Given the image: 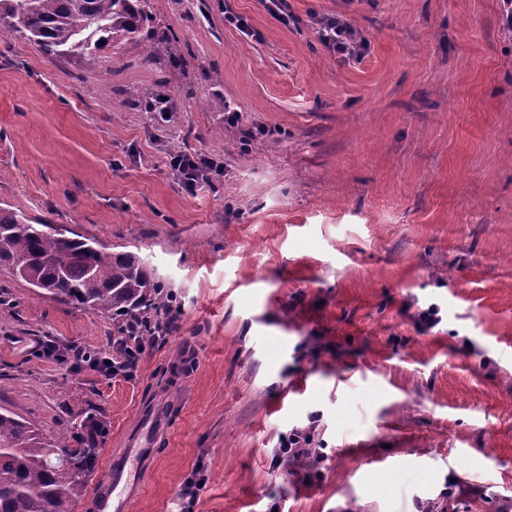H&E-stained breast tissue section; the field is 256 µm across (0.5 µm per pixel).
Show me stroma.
<instances>
[{"instance_id":"obj_1","label":"stroma","mask_w":512,"mask_h":512,"mask_svg":"<svg viewBox=\"0 0 512 512\" xmlns=\"http://www.w3.org/2000/svg\"><path fill=\"white\" fill-rule=\"evenodd\" d=\"M243 16L251 34L225 24ZM151 0L149 38L49 57L0 28V208L176 294L133 377L111 316L0 267V410L148 431L129 512H512V29L502 0ZM347 18L366 48L323 46ZM177 103L169 121L149 111ZM240 119L224 122L218 99ZM218 165L189 189L168 154ZM438 306L441 322L416 316ZM302 429L323 454L280 462ZM296 475H289V468ZM319 25L320 41L333 54L353 57L364 47L355 28L341 16L323 18ZM138 336L133 334L132 336H125L121 337L120 339L116 340L114 345H116V352L117 355L114 358H109L107 356H104L102 358L100 357H91V355L87 353H80L78 356L82 359H85V361L91 363L92 365L98 367L101 366L105 369H117V370H123L126 371L128 374L133 375L134 371L137 368V363L139 362L140 356L144 351L143 344L139 343L137 341ZM121 341V343H119ZM131 341H133V345H131ZM123 351H127L128 355L130 356L133 366L127 367L124 363L123 358Z\"/></svg>"}]
</instances>
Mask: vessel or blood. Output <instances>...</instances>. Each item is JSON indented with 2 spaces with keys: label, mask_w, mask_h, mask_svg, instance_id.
Wrapping results in <instances>:
<instances>
[{
  "label": "vessel or blood",
  "mask_w": 512,
  "mask_h": 512,
  "mask_svg": "<svg viewBox=\"0 0 512 512\" xmlns=\"http://www.w3.org/2000/svg\"><path fill=\"white\" fill-rule=\"evenodd\" d=\"M154 454L138 438L111 451L106 468L91 499L93 512H128L130 502L141 492Z\"/></svg>",
  "instance_id": "obj_1"
}]
</instances>
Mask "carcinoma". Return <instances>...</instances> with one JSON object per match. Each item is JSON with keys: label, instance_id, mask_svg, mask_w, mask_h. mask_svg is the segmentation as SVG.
I'll list each match as a JSON object with an SVG mask.
<instances>
[{"label": "carcinoma", "instance_id": "1", "mask_svg": "<svg viewBox=\"0 0 512 512\" xmlns=\"http://www.w3.org/2000/svg\"><path fill=\"white\" fill-rule=\"evenodd\" d=\"M148 0H0V23L34 41L48 56L93 53L100 42L150 35ZM0 267L51 298L92 313L142 325L168 307L161 281L139 257L107 252L64 237L25 213L0 209ZM106 423L92 414L51 441L31 422L0 412V512H74L95 474Z\"/></svg>", "mask_w": 512, "mask_h": 512}]
</instances>
